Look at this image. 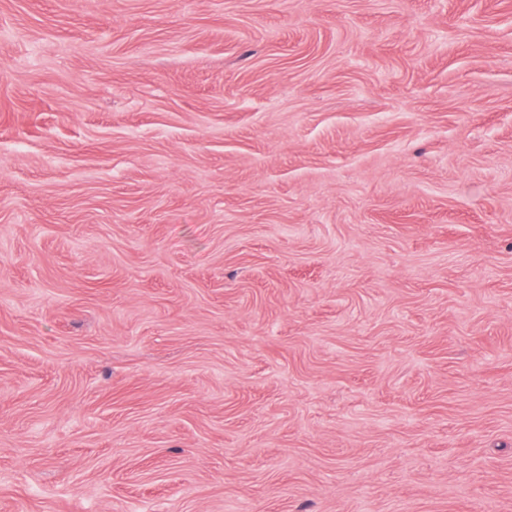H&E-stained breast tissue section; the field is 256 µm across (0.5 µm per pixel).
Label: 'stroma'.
Returning <instances> with one entry per match:
<instances>
[{"instance_id": "stroma-1", "label": "stroma", "mask_w": 512, "mask_h": 512, "mask_svg": "<svg viewBox=\"0 0 512 512\" xmlns=\"http://www.w3.org/2000/svg\"><path fill=\"white\" fill-rule=\"evenodd\" d=\"M0 512H512V0H0Z\"/></svg>"}]
</instances>
